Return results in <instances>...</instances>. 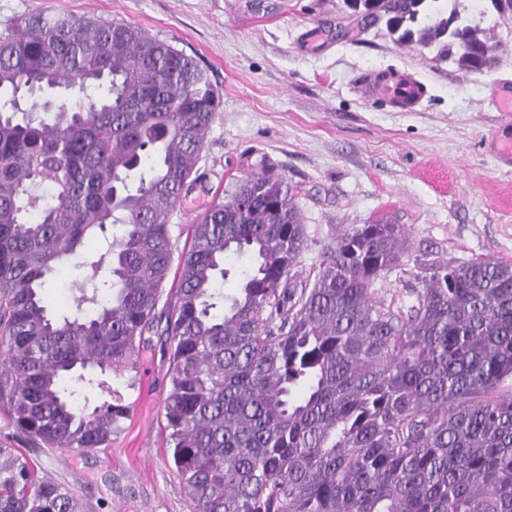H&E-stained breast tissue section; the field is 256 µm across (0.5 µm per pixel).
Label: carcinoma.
I'll return each mask as SVG.
<instances>
[{"instance_id":"carcinoma-1","label":"carcinoma","mask_w":512,"mask_h":512,"mask_svg":"<svg viewBox=\"0 0 512 512\" xmlns=\"http://www.w3.org/2000/svg\"><path fill=\"white\" fill-rule=\"evenodd\" d=\"M346 4L360 32L382 23L466 73L497 56L470 0ZM44 88L63 97L42 103ZM220 103L207 69L123 21L31 14L0 34V410L48 448H107L131 406L102 375L135 388L163 336L193 512H512V263L414 255L382 214L304 278L298 191L263 173L174 255L170 221ZM68 255L83 278L58 317L46 277ZM409 261L415 302L377 296ZM70 381L105 400L80 403ZM0 512L83 507L1 445Z\"/></svg>"}]
</instances>
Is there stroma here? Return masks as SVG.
I'll return each instance as SVG.
<instances>
[{"instance_id":"35a3bbf8","label":"stroma","mask_w":512,"mask_h":512,"mask_svg":"<svg viewBox=\"0 0 512 512\" xmlns=\"http://www.w3.org/2000/svg\"><path fill=\"white\" fill-rule=\"evenodd\" d=\"M40 11L131 24L209 70L222 104L198 181L172 218L179 239L210 204L269 169L301 189L304 268L343 229L381 214L403 226L412 250L457 263L512 262V169L486 146L507 120L497 97L512 90V14L487 8L481 25L502 48L479 74L397 45L382 26L359 36L344 0H0V32ZM309 30L324 43L306 52L298 43ZM376 71L424 84L415 111L360 95L358 81ZM138 377L133 389L112 382L131 416L110 447L39 448L1 413L0 442L35 460L84 512H191L166 444L162 349L142 357Z\"/></svg>"}]
</instances>
